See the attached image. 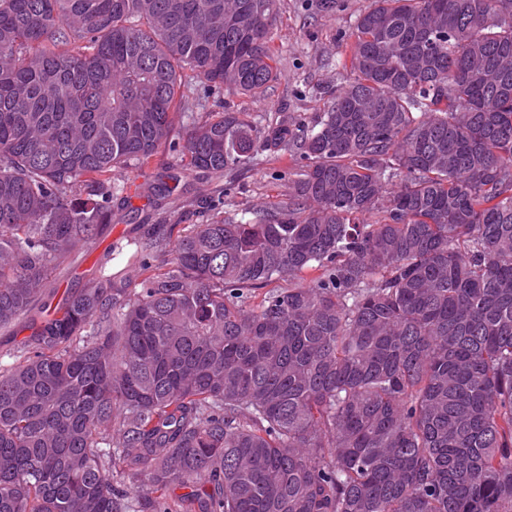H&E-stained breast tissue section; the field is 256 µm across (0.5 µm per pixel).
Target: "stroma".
I'll return each mask as SVG.
<instances>
[{"mask_svg":"<svg viewBox=\"0 0 512 512\" xmlns=\"http://www.w3.org/2000/svg\"><path fill=\"white\" fill-rule=\"evenodd\" d=\"M371 2L336 0L335 10L326 12L320 0H276L273 44L280 56L279 80L262 99L198 90L196 111L210 112L222 104L234 111L260 115L285 112L312 121L323 109V89L344 84L346 73L340 60L351 42L357 16L368 10ZM289 163L286 157H263L229 173L227 178L217 179L185 171L175 153L162 150L136 171H114L116 181L129 184L125 203L115 205L111 224L103 227L88 250L68 257L50 272L40 303L57 304L65 292L85 287L100 266L122 267L125 260L121 247L140 237L147 225L162 218L180 228L197 223L193 201L225 184L233 186L231 196L224 200L228 208L253 210L268 205L284 190L282 174ZM162 177L168 178L173 195L160 211L147 188Z\"/></svg>","mask_w":512,"mask_h":512,"instance_id":"35a3bbf8","label":"stroma"}]
</instances>
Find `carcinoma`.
<instances>
[{"instance_id": "1", "label": "carcinoma", "mask_w": 512, "mask_h": 512, "mask_svg": "<svg viewBox=\"0 0 512 512\" xmlns=\"http://www.w3.org/2000/svg\"><path fill=\"white\" fill-rule=\"evenodd\" d=\"M275 15L0 0V328L112 223L114 170L295 162L40 312L0 368V512H512V0H372L309 127L188 114L279 80Z\"/></svg>"}]
</instances>
